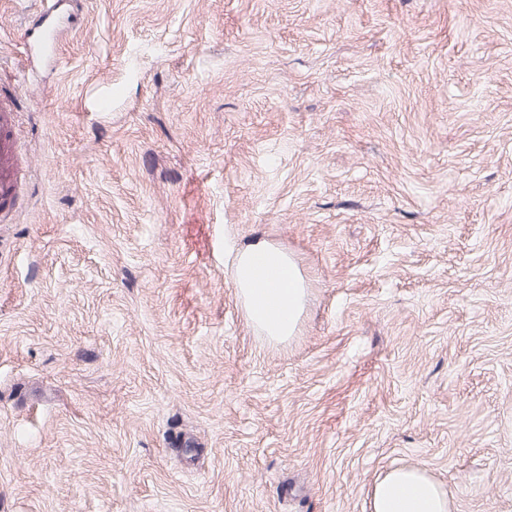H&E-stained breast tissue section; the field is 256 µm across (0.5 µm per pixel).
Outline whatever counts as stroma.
Wrapping results in <instances>:
<instances>
[{"mask_svg":"<svg viewBox=\"0 0 512 512\" xmlns=\"http://www.w3.org/2000/svg\"><path fill=\"white\" fill-rule=\"evenodd\" d=\"M58 2L42 64L0 0V512H512V0ZM15 99L0 89V209H9L16 198L18 176L15 168L16 151ZM234 284L249 322L272 339L296 329L307 292L297 264L281 250L257 242L234 265ZM370 512H452V496L418 466L379 474L369 490Z\"/></svg>","mask_w":512,"mask_h":512,"instance_id":"stroma-1","label":"stroma"}]
</instances>
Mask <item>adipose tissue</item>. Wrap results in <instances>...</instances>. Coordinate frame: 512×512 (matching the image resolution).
Here are the masks:
<instances>
[{"label": "adipose tissue", "mask_w": 512, "mask_h": 512, "mask_svg": "<svg viewBox=\"0 0 512 512\" xmlns=\"http://www.w3.org/2000/svg\"><path fill=\"white\" fill-rule=\"evenodd\" d=\"M234 284L249 322L273 339L291 336L307 292L296 263L281 250L257 242L234 265ZM370 512H452L448 490L418 466L379 474L369 490Z\"/></svg>", "instance_id": "ef3b65f1"}]
</instances>
